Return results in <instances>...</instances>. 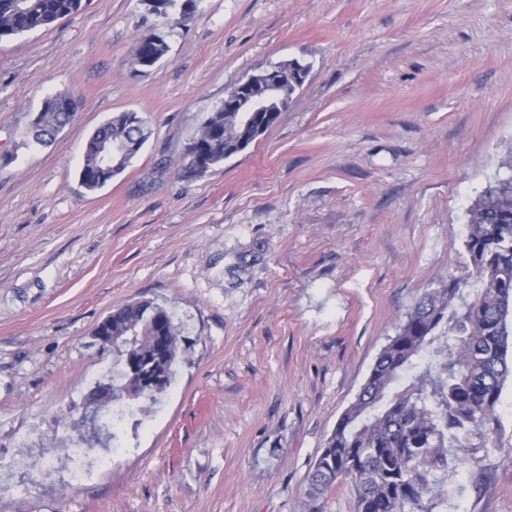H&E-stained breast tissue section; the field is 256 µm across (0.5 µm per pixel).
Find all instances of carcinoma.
I'll return each mask as SVG.
<instances>
[{
	"mask_svg": "<svg viewBox=\"0 0 512 512\" xmlns=\"http://www.w3.org/2000/svg\"><path fill=\"white\" fill-rule=\"evenodd\" d=\"M83 0H0V40L48 27L82 8ZM145 12L168 28L184 27L197 4L180 13L168 3L160 9L140 0ZM168 52L162 34L137 44L131 65L149 68ZM81 106L74 96L44 100L32 124L33 139L45 144L70 125ZM145 142L144 120L122 112L87 140L81 183L89 190L102 180V142ZM251 129L220 106L187 142L179 172L204 175L236 154ZM512 176L489 183L468 210L464 248L471 272L469 288L450 279L425 292L412 306L396 335L379 353L366 384L336 423L308 471V495L326 493L340 479L351 482L356 512H446L448 473L459 452L486 446L494 410L507 377L512 376ZM132 329L146 350L154 337H172L179 357L180 327L167 307L133 301L112 312V335ZM404 377L411 387H393Z\"/></svg>",
	"mask_w": 512,
	"mask_h": 512,
	"instance_id": "cac0c4a2",
	"label": "carcinoma"
}]
</instances>
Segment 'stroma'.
<instances>
[{
	"label": "stroma",
	"instance_id": "stroma-1",
	"mask_svg": "<svg viewBox=\"0 0 512 512\" xmlns=\"http://www.w3.org/2000/svg\"><path fill=\"white\" fill-rule=\"evenodd\" d=\"M166 35L153 68L138 41ZM308 64L245 151L194 178L187 141L236 83ZM82 105L48 145L50 96ZM148 138L90 191V135L120 112ZM0 459L72 447L71 405L108 376L97 326L126 303L175 313L167 390L119 426L80 486L0 473V512H355L306 494L315 456L415 301L469 260L467 210L512 175V0H200L162 29L139 0H85L0 41ZM453 501L512 512V378ZM168 48L164 35L153 33L144 36L137 44L131 65L134 68L138 65L143 68L152 67L167 54Z\"/></svg>",
	"mask_w": 512,
	"mask_h": 512
}]
</instances>
